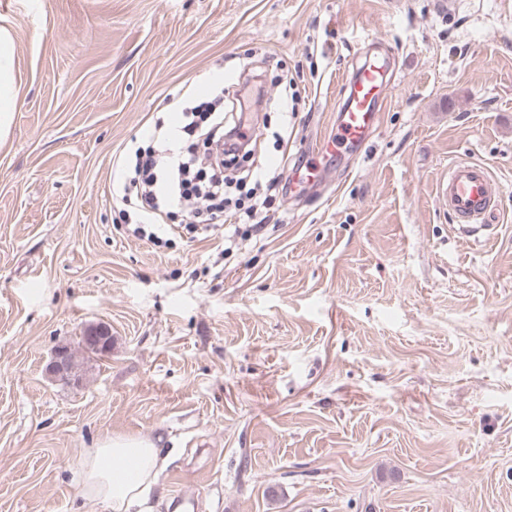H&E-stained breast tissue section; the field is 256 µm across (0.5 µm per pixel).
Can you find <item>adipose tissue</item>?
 <instances>
[{
  "instance_id": "ef3b65f1",
  "label": "adipose tissue",
  "mask_w": 512,
  "mask_h": 512,
  "mask_svg": "<svg viewBox=\"0 0 512 512\" xmlns=\"http://www.w3.org/2000/svg\"><path fill=\"white\" fill-rule=\"evenodd\" d=\"M16 109L15 44L0 29V141L11 132ZM154 441L138 437H103L77 466L79 492L90 502L105 503L111 512H130L153 483L160 463Z\"/></svg>"
}]
</instances>
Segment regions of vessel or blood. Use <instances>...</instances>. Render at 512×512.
<instances>
[{
  "instance_id": "vessel-or-blood-1",
  "label": "vessel or blood",
  "mask_w": 512,
  "mask_h": 512,
  "mask_svg": "<svg viewBox=\"0 0 512 512\" xmlns=\"http://www.w3.org/2000/svg\"><path fill=\"white\" fill-rule=\"evenodd\" d=\"M389 56L366 61L343 85L336 115V133L324 145L334 154L342 147L362 149L379 122L383 95L390 85ZM501 189L489 169L472 160H458L439 181L437 196L460 228L488 226L498 211Z\"/></svg>"
}]
</instances>
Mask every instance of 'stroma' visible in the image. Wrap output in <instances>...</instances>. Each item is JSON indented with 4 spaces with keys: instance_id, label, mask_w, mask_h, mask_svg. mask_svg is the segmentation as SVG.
<instances>
[{
    "instance_id": "1",
    "label": "stroma",
    "mask_w": 512,
    "mask_h": 512,
    "mask_svg": "<svg viewBox=\"0 0 512 512\" xmlns=\"http://www.w3.org/2000/svg\"><path fill=\"white\" fill-rule=\"evenodd\" d=\"M0 27V512H110L75 473L107 435L159 443L145 512H512V0H0ZM375 43L378 128L324 157ZM255 68L265 231L132 236L129 148ZM458 158L501 188L476 238L435 193ZM311 161L325 183L293 195ZM16 109L15 44L5 29H0V142L11 132ZM88 336H84L85 342L96 353L106 356L112 351V334L106 326H92L87 331Z\"/></svg>"
}]
</instances>
